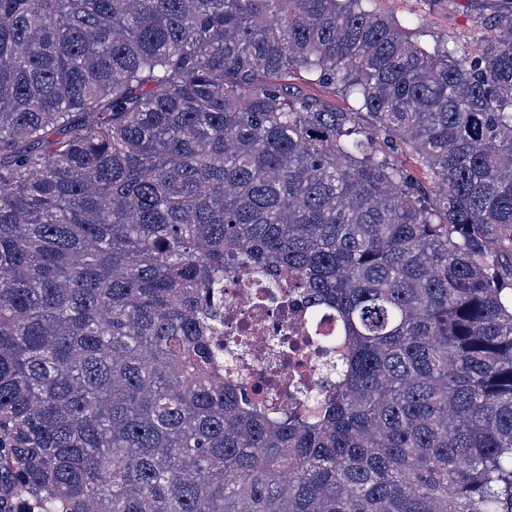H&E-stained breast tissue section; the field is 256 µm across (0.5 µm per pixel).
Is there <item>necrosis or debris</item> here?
<instances>
[{"label": "necrosis or debris", "mask_w": 512, "mask_h": 512, "mask_svg": "<svg viewBox=\"0 0 512 512\" xmlns=\"http://www.w3.org/2000/svg\"><path fill=\"white\" fill-rule=\"evenodd\" d=\"M333 332L300 297L285 298L261 278L224 283V381L258 389L270 408L281 405V387L324 385L323 365L336 352L322 340Z\"/></svg>", "instance_id": "necrosis-or-debris-1"}]
</instances>
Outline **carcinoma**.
Here are the masks:
<instances>
[{"mask_svg":"<svg viewBox=\"0 0 512 512\" xmlns=\"http://www.w3.org/2000/svg\"><path fill=\"white\" fill-rule=\"evenodd\" d=\"M369 2L0 0V512H512V11ZM259 273L336 317L275 413L224 385ZM375 7L401 22L414 21L421 25L420 39L447 36L448 44L474 47L477 38L486 35L480 30V17L508 9L510 0H374ZM288 83L327 108L340 112H357V106L352 98L342 95L334 86L312 83L303 72L291 74L288 77Z\"/></svg>","mask_w":512,"mask_h":512,"instance_id":"cac0c4a2","label":"carcinoma"}]
</instances>
